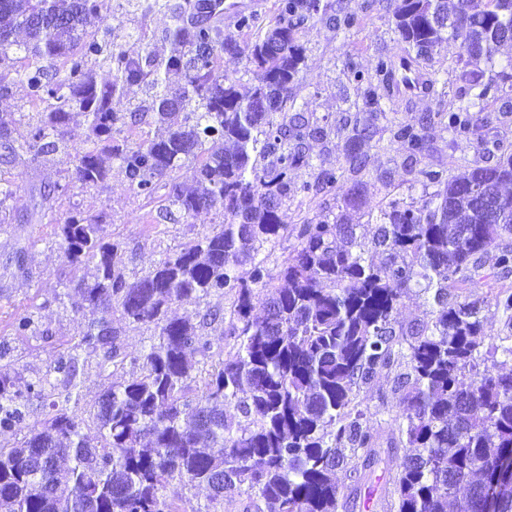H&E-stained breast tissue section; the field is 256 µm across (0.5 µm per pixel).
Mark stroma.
I'll list each match as a JSON object with an SVG mask.
<instances>
[{"instance_id": "35a3bbf8", "label": "stroma", "mask_w": 512, "mask_h": 512, "mask_svg": "<svg viewBox=\"0 0 512 512\" xmlns=\"http://www.w3.org/2000/svg\"><path fill=\"white\" fill-rule=\"evenodd\" d=\"M179 2L163 0L161 8L145 16L128 0H102V13L116 24L125 49L137 52L147 47L160 53L165 49L162 35L169 23L170 8ZM335 2L354 14L356 22L351 28L341 29L320 20L301 34L306 60L295 90L294 109L303 113L310 124L332 127L333 132L327 139L309 141L314 165L295 171L294 179L299 183L314 181L317 166L346 162V137L339 127L350 101L356 98L346 76L347 62L367 71L379 54L393 52L397 46L393 14L400 0ZM462 52L460 41L451 40L428 61L430 75L444 86L442 93L400 91L384 104L387 118L396 122L430 118L429 148L421 163L447 170L452 176L466 167L492 164L501 151L512 152V112L504 106L505 101H512L510 87L504 89L501 101L488 103L485 120L470 141L453 144L451 133L440 120V113L458 102ZM149 103L145 93L136 87L113 100L114 111L125 115L137 112L135 139L151 138L158 129L157 116L149 111ZM85 136L83 117L73 115L65 146L10 170L14 194L8 202L7 221L0 224V371L19 374L25 380L44 374L58 353L77 339L80 322L91 316L79 295L65 292L70 269L56 241L55 218L74 205L86 214L102 217L106 239L118 245L116 264L130 282L145 275L166 253L210 234L223 220L215 210L201 211L187 221L160 218L167 186H159L155 196L148 199L137 194L117 173L98 186L76 185L65 195L53 193L54 185L67 181L74 167L72 147ZM359 151L368 160L360 176L346 175L342 187L329 193L289 198L282 207L284 223L294 228L319 212L335 209L347 189L356 186L362 194L363 211L353 214L352 221L358 226V235L368 238L373 227L366 223L365 212H378L394 199L407 201L422 196V187L412 183L403 147L391 140L387 131H378L372 139L363 141ZM44 188L49 189L50 195L43 200L39 192ZM19 250L24 253V265L20 268L14 264ZM502 291L512 293V275L482 285L476 291L477 297L485 301L481 312L485 331L494 337L512 334L504 315L495 306V296ZM28 313L35 315L42 335L20 336L14 332V321ZM114 325L121 331L124 364L115 370L103 364L101 356L85 359L83 399L75 408L77 414L85 413L104 386L135 371L141 355L157 341L153 327L121 319L115 320ZM360 399L369 409L368 427L380 446H387L398 434L395 415L400 404L399 394L392 390L391 373H380L369 388L361 391Z\"/></svg>"}]
</instances>
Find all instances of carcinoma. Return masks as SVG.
<instances>
[{"label": "carcinoma", "mask_w": 512, "mask_h": 512, "mask_svg": "<svg viewBox=\"0 0 512 512\" xmlns=\"http://www.w3.org/2000/svg\"><path fill=\"white\" fill-rule=\"evenodd\" d=\"M219 0H183L170 15L169 53L134 56L117 42L99 0H0V94L18 81L44 107L27 137L0 119V167L20 156H46L64 142L72 109L87 122L74 147L70 182L96 186L119 162L123 178L152 198L162 178L185 170L191 187L173 178L168 214L191 218L216 209L224 220L211 234L166 255L129 284L116 270L117 246L105 240L101 220L77 207L60 224L73 286L98 317L59 354L47 372L16 388L0 373V431L28 416V403L47 409L27 435L0 443V512H185L183 490L202 487L210 503L245 487L246 512H338L336 469L357 485L382 458L366 425L361 389L393 371L401 394L403 449L390 507L394 512H484L478 489L512 455V343L484 346L475 301L450 290L473 288L512 273V153L487 167H466L450 177L420 168L413 182L434 191L416 202L380 209L371 244L360 242L343 212L303 224L297 243L272 270L257 259L264 244L288 235L281 207L288 197L335 188L345 173L365 169L361 142L385 117L382 100L399 90L400 66L420 72L432 51L462 39L463 83L458 104L441 114L453 140L474 131V115L512 79V61L500 81L483 80L472 65L493 62L512 41V0H401L394 12L400 54L381 56L364 72L347 63V78L362 103H353L349 169L320 168L300 186L292 173L311 165L308 140L329 131L312 127L288 101L299 82L306 48L299 40L318 15L335 9L322 0H278L275 17L253 35L254 16L242 14L244 45L226 43L216 18ZM247 53L252 83L219 71L221 54ZM29 63L16 69L14 62ZM109 67L97 84L91 65ZM183 84L171 89L168 75ZM151 91L162 128L143 141L119 142L117 125H135L112 109V99L133 85ZM391 139L417 164L429 147L428 120L390 122ZM485 185L489 202L472 195ZM14 182L0 177V223ZM495 253L486 266L484 257ZM249 264L246 276L238 267ZM431 294L426 320L403 326L395 311L404 294ZM265 293L260 313L254 299ZM220 294L226 310L207 309L198 322L169 315L176 303ZM151 324L158 343L141 356L140 371L112 383L80 417L82 355L120 356L112 316ZM229 319L232 352L218 356L205 376L193 374L194 349L213 357L203 331ZM233 408L236 415H227ZM98 431L92 443L84 429ZM498 512H512V480H498Z\"/></svg>", "instance_id": "1"}]
</instances>
